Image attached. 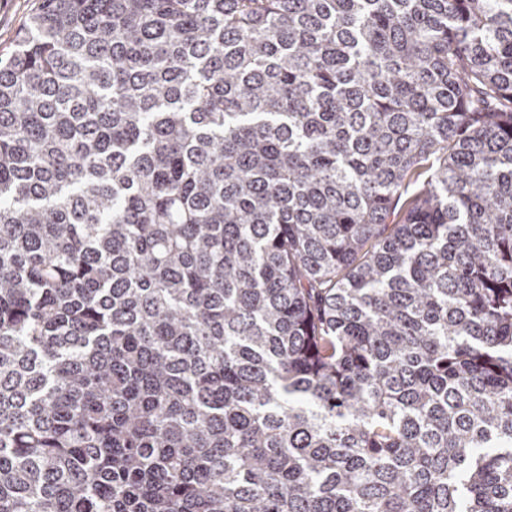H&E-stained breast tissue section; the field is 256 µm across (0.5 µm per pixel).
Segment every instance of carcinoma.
Segmentation results:
<instances>
[{
  "mask_svg": "<svg viewBox=\"0 0 512 512\" xmlns=\"http://www.w3.org/2000/svg\"><path fill=\"white\" fill-rule=\"evenodd\" d=\"M0 512H512V0H41Z\"/></svg>",
  "mask_w": 512,
  "mask_h": 512,
  "instance_id": "obj_1",
  "label": "carcinoma"
}]
</instances>
